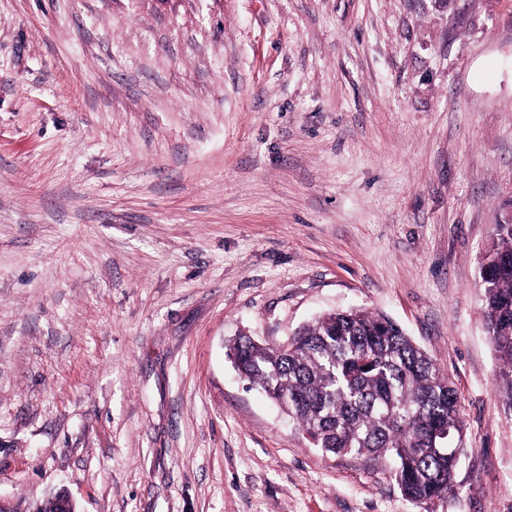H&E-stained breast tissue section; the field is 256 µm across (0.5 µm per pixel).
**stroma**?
Returning <instances> with one entry per match:
<instances>
[{"label":"stroma","mask_w":512,"mask_h":512,"mask_svg":"<svg viewBox=\"0 0 512 512\" xmlns=\"http://www.w3.org/2000/svg\"><path fill=\"white\" fill-rule=\"evenodd\" d=\"M511 206L512 0H0V496L512 512L479 277ZM348 308L453 381L445 498L227 356Z\"/></svg>","instance_id":"35a3bbf8"}]
</instances>
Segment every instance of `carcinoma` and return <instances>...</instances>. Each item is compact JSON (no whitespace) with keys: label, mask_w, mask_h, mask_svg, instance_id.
Masks as SVG:
<instances>
[{"label":"carcinoma","mask_w":512,"mask_h":512,"mask_svg":"<svg viewBox=\"0 0 512 512\" xmlns=\"http://www.w3.org/2000/svg\"><path fill=\"white\" fill-rule=\"evenodd\" d=\"M493 259L482 279V314L500 362L496 388L512 414V224L494 227ZM243 379L281 404L326 453H366L394 462L403 495L440 499L453 487L456 464L434 432L464 424L450 377L400 325L360 309L315 318L288 347L243 336L231 348Z\"/></svg>","instance_id":"obj_1"}]
</instances>
